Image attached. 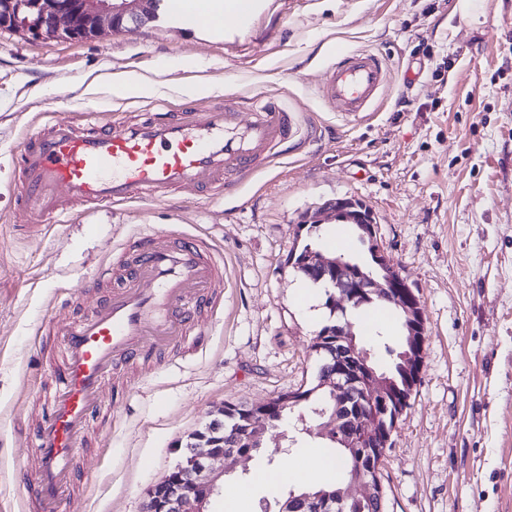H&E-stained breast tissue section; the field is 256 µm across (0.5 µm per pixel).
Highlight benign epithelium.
<instances>
[{
    "label": "benign epithelium",
    "mask_w": 512,
    "mask_h": 512,
    "mask_svg": "<svg viewBox=\"0 0 512 512\" xmlns=\"http://www.w3.org/2000/svg\"><path fill=\"white\" fill-rule=\"evenodd\" d=\"M151 21L146 0H0V27L34 39L93 40L107 28L119 32ZM327 210L334 218L357 227L380 273L368 274L342 255L326 257L311 248L296 268L311 280L330 279L335 288V293L329 295L330 307L340 312L348 305L373 299L400 311L408 336L406 347L399 354L406 386L403 390L393 386L378 370L371 352L358 344L351 325L336 324L333 337L328 340L314 337L317 350L327 351L321 387L327 388L335 402L329 419L317 431L321 435L335 433L340 447L361 457L370 456V463L336 490L288 491L281 512H310L313 507L318 512H331L334 508L342 512L349 504L384 512L385 489L378 463L389 447V423L398 420L409 406L419 380L425 347L423 311L415 292L380 247L377 225L365 205L356 199L340 198ZM304 401L302 392L297 391L253 405L241 429L226 438L221 436L224 411H219L210 420L213 439L195 436L202 445L184 449L181 460L148 489L144 512H209L211 498L224 492V477L251 460L253 451L261 448L265 432L277 428L276 414L286 405L294 407ZM216 460L223 461L219 470L213 467Z\"/></svg>",
    "instance_id": "obj_1"
}]
</instances>
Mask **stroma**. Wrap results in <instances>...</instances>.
I'll return each mask as SVG.
<instances>
[{
  "label": "stroma",
  "mask_w": 512,
  "mask_h": 512,
  "mask_svg": "<svg viewBox=\"0 0 512 512\" xmlns=\"http://www.w3.org/2000/svg\"><path fill=\"white\" fill-rule=\"evenodd\" d=\"M383 57L392 79L355 118L322 100L338 51ZM133 80L139 89L120 92ZM204 93H196V86ZM295 112L298 135L223 197L172 193L68 222L12 228L21 185L14 147L41 113L147 112L160 105L267 101ZM362 201L378 238L422 305L419 381L381 468L386 512H512V0H260L243 29L202 32L169 14L92 41L31 39L0 28V512H39L26 446L44 411L45 362L59 356L50 316L82 314L69 293L137 233L205 238L224 255V286L203 335L150 361L120 364L111 419L94 422L81 476L59 512H142L189 434L225 403L259 404L316 384L310 345L330 324L326 292L308 289L291 253L318 245L361 256L354 225L304 217ZM248 474L246 512L288 490L255 483L286 439L267 435Z\"/></svg>",
  "instance_id": "35a3bbf8"
}]
</instances>
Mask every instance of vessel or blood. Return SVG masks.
<instances>
[{
    "label": "vessel or blood",
    "mask_w": 512,
    "mask_h": 512,
    "mask_svg": "<svg viewBox=\"0 0 512 512\" xmlns=\"http://www.w3.org/2000/svg\"><path fill=\"white\" fill-rule=\"evenodd\" d=\"M389 78L377 55L347 52L330 65L321 96L354 115L373 104ZM293 135V117L269 103L245 119L213 106L134 121H102L92 112L46 120L15 146L24 182L18 227L41 230L46 218L68 217L75 203L153 199L204 182L223 193L227 180L252 174ZM124 248L135 257L120 284L56 328L62 362L44 388L46 410L31 435L43 512H57L65 498L92 420L112 412L105 385L114 368L199 335L196 312L224 285V256L206 240L157 234Z\"/></svg>",
    "instance_id": "1"
}]
</instances>
